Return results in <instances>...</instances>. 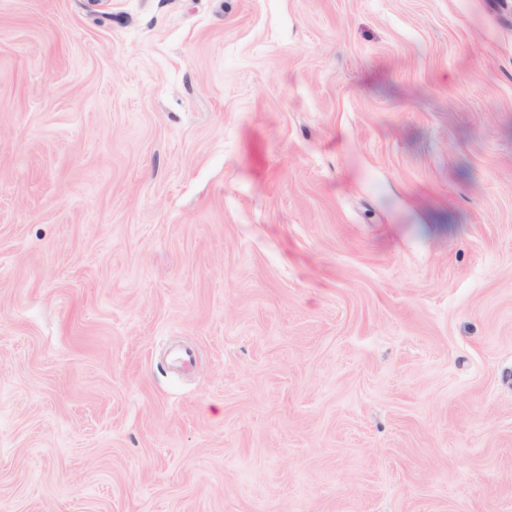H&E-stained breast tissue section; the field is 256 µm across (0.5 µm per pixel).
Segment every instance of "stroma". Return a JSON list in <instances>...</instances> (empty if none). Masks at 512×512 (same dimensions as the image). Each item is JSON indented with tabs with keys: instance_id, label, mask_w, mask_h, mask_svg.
I'll return each mask as SVG.
<instances>
[{
	"instance_id": "obj_1",
	"label": "stroma",
	"mask_w": 512,
	"mask_h": 512,
	"mask_svg": "<svg viewBox=\"0 0 512 512\" xmlns=\"http://www.w3.org/2000/svg\"><path fill=\"white\" fill-rule=\"evenodd\" d=\"M0 512H512V0H0Z\"/></svg>"
}]
</instances>
